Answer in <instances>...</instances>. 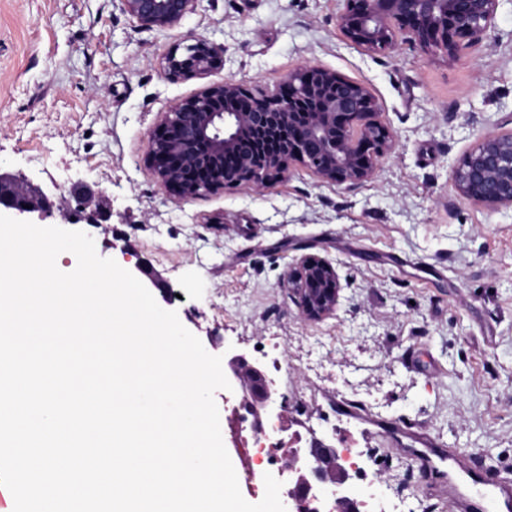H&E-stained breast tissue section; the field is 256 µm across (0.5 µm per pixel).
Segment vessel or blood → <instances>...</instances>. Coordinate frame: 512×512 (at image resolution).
Here are the masks:
<instances>
[{"label":"vessel or blood","mask_w":512,"mask_h":512,"mask_svg":"<svg viewBox=\"0 0 512 512\" xmlns=\"http://www.w3.org/2000/svg\"><path fill=\"white\" fill-rule=\"evenodd\" d=\"M387 435L405 448L418 470L426 475L448 467L457 476L469 480L474 497L460 494L456 485L448 487V505L451 512H472L475 501H491L489 512H512V472L486 469L478 456H464L448 450L427 432L406 424L387 427Z\"/></svg>","instance_id":"b4317fda"}]
</instances>
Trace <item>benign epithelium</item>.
<instances>
[{
  "instance_id": "benign-epithelium-1",
  "label": "benign epithelium",
  "mask_w": 512,
  "mask_h": 512,
  "mask_svg": "<svg viewBox=\"0 0 512 512\" xmlns=\"http://www.w3.org/2000/svg\"><path fill=\"white\" fill-rule=\"evenodd\" d=\"M145 29L167 30L191 13L197 0H122ZM336 18L341 34L367 52L395 51L406 41L431 58H455L461 47L480 42L492 28L499 0H343ZM224 68V47L196 38L171 48L162 69L172 79L203 77ZM396 143L369 87L334 69L305 62L273 87L248 86L226 78L202 87L160 113L151 132L145 165L155 182L180 201L226 189L261 191L288 177L296 165L323 183L357 185L372 179ZM458 195L490 210L512 209V131L482 136L453 172ZM76 207L65 219L103 224L89 209L91 196L74 192ZM0 207L45 222L54 210L29 186L0 175ZM132 274L157 289L169 305L176 293L137 254L126 253ZM304 318L333 315L339 299L336 267L307 254L295 259L282 279ZM231 392L251 417V428L282 430L285 404L262 363L248 353L224 350ZM288 512H309L320 494L336 512H360L350 496L353 469L320 440L295 456Z\"/></svg>"
}]
</instances>
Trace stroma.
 I'll return each instance as SVG.
<instances>
[{
    "label": "stroma",
    "mask_w": 512,
    "mask_h": 512,
    "mask_svg": "<svg viewBox=\"0 0 512 512\" xmlns=\"http://www.w3.org/2000/svg\"><path fill=\"white\" fill-rule=\"evenodd\" d=\"M341 0H198L169 30L141 28L121 0H0V172L51 201L74 184L110 209L82 225L100 257L133 249L181 297L182 325L213 355L259 359L286 404L284 441L318 436L369 459L361 486L406 512H448L378 425L421 426L462 454L512 469V209L462 199L453 170L478 139L512 130V0L455 59L420 50L369 54L336 26ZM190 36L223 45L208 79H168L161 59ZM303 62L367 84L395 132L378 174L347 187L305 168L261 192L191 201L160 188L143 160L160 112L206 81L278 84ZM330 260L334 315L304 319L281 281L296 257ZM240 465L251 430L214 394ZM356 409L342 416L337 403Z\"/></svg>",
    "instance_id": "obj_1"
}]
</instances>
